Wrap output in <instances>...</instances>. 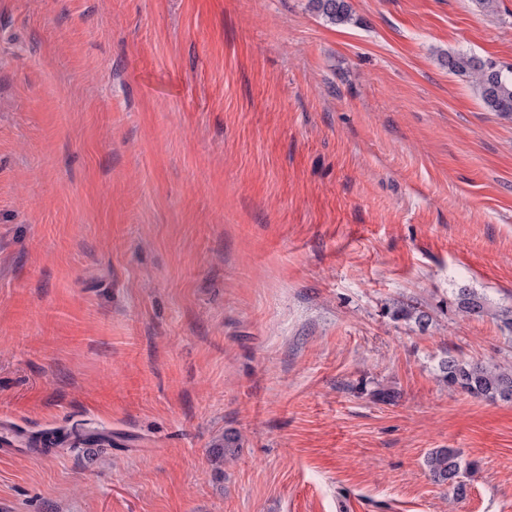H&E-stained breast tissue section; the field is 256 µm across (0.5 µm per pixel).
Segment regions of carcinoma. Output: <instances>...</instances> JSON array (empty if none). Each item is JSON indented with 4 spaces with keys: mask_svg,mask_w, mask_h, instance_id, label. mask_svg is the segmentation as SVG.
I'll list each match as a JSON object with an SVG mask.
<instances>
[{
    "mask_svg": "<svg viewBox=\"0 0 512 512\" xmlns=\"http://www.w3.org/2000/svg\"><path fill=\"white\" fill-rule=\"evenodd\" d=\"M310 9L325 22L347 24L352 20L348 0H308ZM441 65L448 73L463 76L477 93L484 108L504 117L512 116V66L500 67L477 55L466 52H447L440 55ZM458 313L463 317L481 316L487 311L486 299L470 288H460L455 298ZM441 380L451 391H461L488 401H512V368L494 360L466 359L445 354L438 362ZM74 447L112 445V436L102 433L91 439L74 431ZM240 448L237 433H224L211 444L210 461L219 469L224 462L236 458ZM433 481L450 485L453 498L467 496V484L460 480L465 469L459 452L454 448H436L425 459Z\"/></svg>",
    "mask_w": 512,
    "mask_h": 512,
    "instance_id": "obj_1",
    "label": "carcinoma"
}]
</instances>
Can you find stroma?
Here are the masks:
<instances>
[{
	"mask_svg": "<svg viewBox=\"0 0 512 512\" xmlns=\"http://www.w3.org/2000/svg\"><path fill=\"white\" fill-rule=\"evenodd\" d=\"M349 3L0 0V424L112 435L0 512H512V402L437 370L512 365V119L437 59L512 66V0ZM308 3L310 9L329 24H347L352 20L351 6L347 0H308ZM455 303L458 313L464 317H479L488 310L486 299L470 288L458 289ZM210 461L216 469H220L224 462L236 458L240 448V437L237 433H224L211 444ZM425 466L435 483L448 485V479H454L450 486L454 499L467 496V485L460 480L461 471L467 469L459 452L454 448H436L425 459ZM458 478V480H457Z\"/></svg>",
	"mask_w": 512,
	"mask_h": 512,
	"instance_id": "stroma-1",
	"label": "stroma"
}]
</instances>
